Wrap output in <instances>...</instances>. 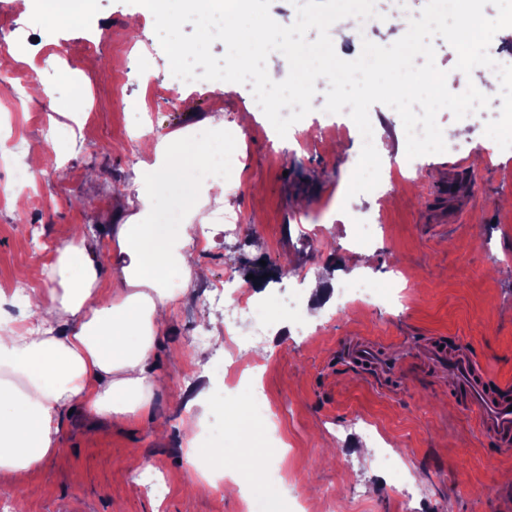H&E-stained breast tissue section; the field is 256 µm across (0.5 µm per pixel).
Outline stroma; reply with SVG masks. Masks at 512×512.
<instances>
[{"instance_id":"stroma-1","label":"stroma","mask_w":512,"mask_h":512,"mask_svg":"<svg viewBox=\"0 0 512 512\" xmlns=\"http://www.w3.org/2000/svg\"><path fill=\"white\" fill-rule=\"evenodd\" d=\"M15 22L26 24L32 40L28 74L40 75L54 58L41 39L40 5L24 11L16 0H0V113L8 115L0 126V186H29L41 199L21 215L14 197L0 198V283L31 265L23 247L29 232L49 246L68 241L79 226L103 240L112 225L136 213L138 192L150 190L132 184L143 131L194 133L220 112L241 141H225L223 155L192 175L199 187L212 183V171L227 177L225 196L203 200L210 231L196 253L210 280L232 269L243 286L266 291L302 272L325 277L331 301L314 319L313 301L302 294L300 320L310 334L296 333L280 315L251 340L243 363L256 369L261 395L241 407L224 385L223 342L200 331L223 322L224 314L192 296L162 333L154 372L163 387L151 412L118 422L74 410L57 454L14 485L0 484V500L15 499L17 487L32 484L39 492L27 512H245L241 496L189 493L197 470L179 431L186 401L204 386L201 445L272 449L270 467L240 474V482L259 480L276 491L295 485L305 512H512V451L481 433L451 399L447 373L427 368L419 356L437 337L475 353L490 384L512 383V139L500 144L498 158L478 161L472 153L485 139L486 123L498 116L499 97L465 129L451 111L438 113L446 144H459V151L412 160L398 114L373 105L384 186L350 198V160L360 155L363 138L349 115L324 112L323 92L296 124L304 139L279 137L249 85L230 83L216 94L208 81L173 77L147 8L93 0L86 18L59 24L56 38L71 47L78 69L72 79L50 81L43 99L18 90L8 76L17 61L9 33ZM89 29L99 35L90 57L82 51ZM433 45L451 92L483 85V68L462 75L456 51L439 37ZM173 92L181 98L175 108L168 103ZM77 95L86 105L80 114L69 107ZM31 151L43 154L37 176L24 164ZM451 183L457 196L441 197ZM369 215L381 218L384 233L368 246H353L355 217ZM228 221L248 227V234L226 238ZM361 275L397 286L396 300L341 305L339 284ZM353 339L406 360V368L375 383L368 370L345 361ZM233 411L245 422L235 435L226 424ZM160 419L169 431L163 442L155 436ZM379 435L410 469L413 503L378 469L370 449ZM139 468L157 472L160 492L132 490L127 476Z\"/></svg>"}]
</instances>
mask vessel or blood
Wrapping results in <instances>:
<instances>
[{"label": "vessel or blood", "instance_id": "1", "mask_svg": "<svg viewBox=\"0 0 512 512\" xmlns=\"http://www.w3.org/2000/svg\"><path fill=\"white\" fill-rule=\"evenodd\" d=\"M426 355L428 364L454 377L461 404L477 416L482 431L502 450L512 449V394L486 388L476 360L466 350L431 344L426 348ZM346 358L349 363L384 377L394 375L398 369L397 361L370 344H350Z\"/></svg>", "mask_w": 512, "mask_h": 512}]
</instances>
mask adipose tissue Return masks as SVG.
<instances>
[{
    "instance_id": "obj_1",
    "label": "adipose tissue",
    "mask_w": 512,
    "mask_h": 512,
    "mask_svg": "<svg viewBox=\"0 0 512 512\" xmlns=\"http://www.w3.org/2000/svg\"><path fill=\"white\" fill-rule=\"evenodd\" d=\"M391 23L407 38L401 52L380 58L385 90L404 95L397 73L430 47L406 15ZM206 122L209 142L178 130L143 143L133 182L152 190L138 193V213L113 225L108 243L79 230L50 268L22 271V279L47 278L53 287L19 300L21 318L0 336V480L35 472L53 457L71 409L121 421L150 412L161 387L150 363L163 329L204 276L191 232L207 217L192 201L190 167L223 152L224 115ZM166 209L179 213V223H165ZM173 269L183 288H168Z\"/></svg>"
}]
</instances>
